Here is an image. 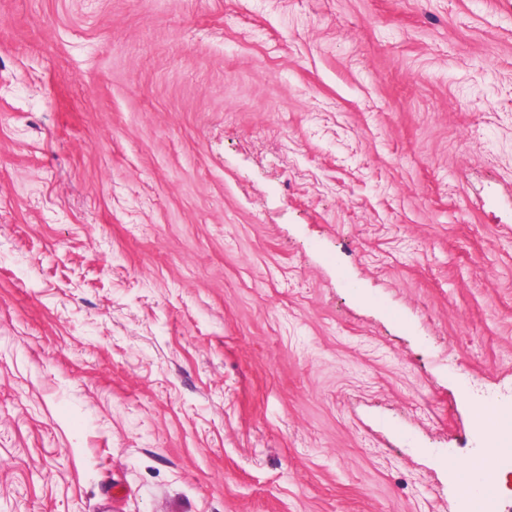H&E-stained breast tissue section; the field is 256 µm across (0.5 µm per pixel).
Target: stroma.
<instances>
[{
  "instance_id": "stroma-1",
  "label": "stroma",
  "mask_w": 512,
  "mask_h": 512,
  "mask_svg": "<svg viewBox=\"0 0 512 512\" xmlns=\"http://www.w3.org/2000/svg\"><path fill=\"white\" fill-rule=\"evenodd\" d=\"M478 403L512 0H0V512H471Z\"/></svg>"
}]
</instances>
